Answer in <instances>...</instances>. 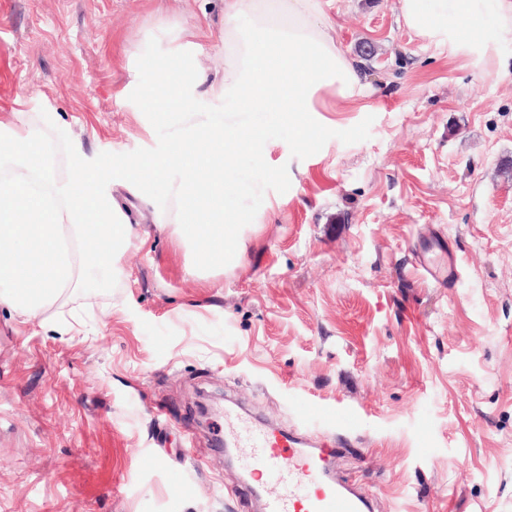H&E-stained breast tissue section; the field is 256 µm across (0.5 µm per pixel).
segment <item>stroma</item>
Instances as JSON below:
<instances>
[{"instance_id":"1","label":"stroma","mask_w":512,"mask_h":512,"mask_svg":"<svg viewBox=\"0 0 512 512\" xmlns=\"http://www.w3.org/2000/svg\"><path fill=\"white\" fill-rule=\"evenodd\" d=\"M321 4L366 95L326 97L304 157L270 119L228 158L269 183L243 265L202 280L152 231L43 313L0 303V512H256L230 408L342 442L373 512H512V34L477 67L398 0ZM223 26L224 0H0V118L60 177L76 144L162 151L142 57L192 39L221 78Z\"/></svg>"}]
</instances>
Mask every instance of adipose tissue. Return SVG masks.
Wrapping results in <instances>:
<instances>
[{"label":"adipose tissue","instance_id":"obj_1","mask_svg":"<svg viewBox=\"0 0 512 512\" xmlns=\"http://www.w3.org/2000/svg\"><path fill=\"white\" fill-rule=\"evenodd\" d=\"M406 27L450 55L490 60L499 34L512 30V0H399ZM224 77L209 82L186 67L179 45L157 61L171 107L159 109L150 90L144 111L168 131L161 154L135 155L108 164L71 150L70 172L48 167L40 136L0 121V302L39 314L83 283L90 262L118 267L129 242L141 238L127 210L105 184L114 167L117 184L148 198L150 184L168 193L153 201L154 226L185 251L190 265L223 268L226 240L236 241L245 221L229 197L262 195L261 184L224 173L225 160L265 144L259 114L289 123L284 154L313 149L319 127L312 114L321 92L355 100L356 62L342 47L320 0H224Z\"/></svg>","mask_w":512,"mask_h":512}]
</instances>
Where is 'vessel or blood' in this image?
I'll use <instances>...</instances> for the list:
<instances>
[{
    "label": "vessel or blood",
    "instance_id": "b4317fda",
    "mask_svg": "<svg viewBox=\"0 0 512 512\" xmlns=\"http://www.w3.org/2000/svg\"><path fill=\"white\" fill-rule=\"evenodd\" d=\"M224 441L249 472L283 484L280 496L262 499L261 512H371L364 494L336 478L337 449L232 417L224 422Z\"/></svg>",
    "mask_w": 512,
    "mask_h": 512
}]
</instances>
